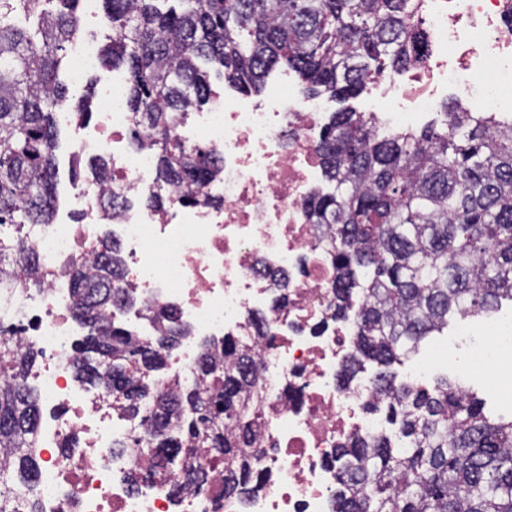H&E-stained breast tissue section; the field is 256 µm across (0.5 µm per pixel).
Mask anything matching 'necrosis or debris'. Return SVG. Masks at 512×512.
<instances>
[{
  "label": "necrosis or debris",
  "mask_w": 512,
  "mask_h": 512,
  "mask_svg": "<svg viewBox=\"0 0 512 512\" xmlns=\"http://www.w3.org/2000/svg\"><path fill=\"white\" fill-rule=\"evenodd\" d=\"M413 3L425 59L373 76L375 129L417 128L450 90L460 111L484 103L512 113V0ZM105 97L107 109L80 125L72 156L106 159V183L77 185L53 223L31 227L40 287H28L19 266L13 288L0 292V336L40 352L29 382L46 407L33 448L37 480L15 486L14 496L35 499L40 512H335L338 446L390 426L366 409L373 382L342 377L356 317L334 316L329 231L304 212L324 189V99L301 96L283 79L259 100L228 93L206 110L186 109L174 133L222 161L206 186L211 202L153 209L144 199L159 190L155 152L125 143L133 120L123 83L112 81ZM112 193L124 199L116 211L106 201ZM107 234L125 251L120 286L135 298L114 318L148 342L182 331L167 374L153 379L157 391L200 383L204 352L221 356L225 340L252 348L262 427L246 463L263 479L245 494L225 493L224 466L209 448L149 472L152 439L140 419L123 415L103 388L76 380L83 328L71 275L92 270ZM189 466L208 472L205 490L187 483Z\"/></svg>",
  "instance_id": "4bbe7bcc"
}]
</instances>
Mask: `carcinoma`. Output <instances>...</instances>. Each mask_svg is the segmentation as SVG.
<instances>
[{"label": "carcinoma", "instance_id": "carcinoma-1", "mask_svg": "<svg viewBox=\"0 0 512 512\" xmlns=\"http://www.w3.org/2000/svg\"><path fill=\"white\" fill-rule=\"evenodd\" d=\"M81 0H0V226H15L18 244H0V275L11 261L38 266L25 245L27 224H50L55 211L56 109L74 101L91 117V97L76 95L63 76L66 47L80 31ZM103 0L114 37L101 61L129 73L127 107L142 131L160 140L156 180L188 188L181 201L207 204V182L221 161L172 135V114L211 100L199 63L218 65L224 81L262 91L277 65L296 72L315 94L346 102L375 74L421 63L425 33L412 22L409 0ZM22 13L29 30L11 23ZM442 128L403 135L378 133L346 106L332 113L319 142L330 190L306 213L333 231L336 315L351 309L358 347L347 373L381 367L374 379L382 412L395 433L355 436L337 449L336 512H512V419L495 421L484 403L440 380L434 389L398 384L387 367L448 327V317L496 310L512 301V123L482 112L445 107ZM98 273L73 277L76 316L87 330L77 377L112 389L129 414L150 394L137 373L167 365L170 338L156 348L139 342L102 313L133 302L114 287L125 274L117 243L106 239ZM228 364L201 362L207 403L197 390L176 398L181 432L168 430V396L155 392L150 423L156 453L173 463L206 446L224 455V491L246 492L262 480L257 468H232L256 440L248 400L257 380L253 352L224 342ZM36 354L0 340V512H18L17 483L35 480L30 452L41 418L27 382Z\"/></svg>", "mask_w": 512, "mask_h": 512}]
</instances>
